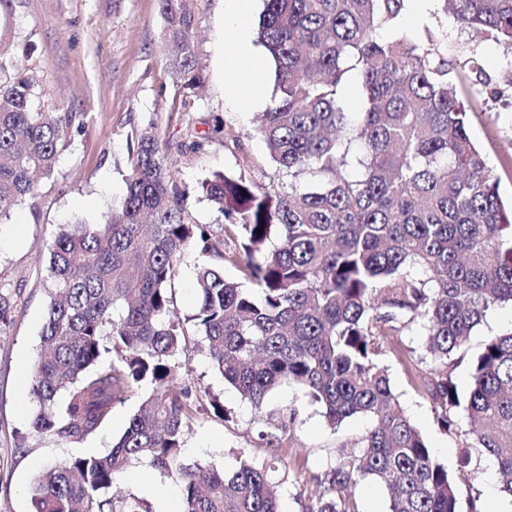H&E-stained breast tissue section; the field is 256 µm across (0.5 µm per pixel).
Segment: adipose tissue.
<instances>
[{"instance_id": "ef3b65f1", "label": "adipose tissue", "mask_w": 512, "mask_h": 512, "mask_svg": "<svg viewBox=\"0 0 512 512\" xmlns=\"http://www.w3.org/2000/svg\"><path fill=\"white\" fill-rule=\"evenodd\" d=\"M256 0H225V36L233 50L224 58L227 87L232 96H248L252 93V82L243 72L242 66L251 53L246 44L242 26L252 15Z\"/></svg>"}]
</instances>
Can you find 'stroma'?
Segmentation results:
<instances>
[{"label":"stroma","mask_w":512,"mask_h":512,"mask_svg":"<svg viewBox=\"0 0 512 512\" xmlns=\"http://www.w3.org/2000/svg\"><path fill=\"white\" fill-rule=\"evenodd\" d=\"M224 2L189 0L203 88L186 110L168 65L159 0H0V40L9 47L15 71L33 79L36 108L76 115L56 178L41 183L35 203L19 205L0 219V286L10 293L7 319L0 326V512H29L32 481L43 465L111 448L141 403L140 393L129 394L99 430L81 440L44 441L29 431L31 372L47 302L48 246L59 225L98 222L124 197L128 137L135 129L156 126L179 181L191 191V221L209 225L216 234L224 218L195 195L197 184L218 171H237L238 156L231 150L236 139L255 163L265 162L266 145L254 132L260 107L228 93ZM402 26L413 36L427 27L447 30L448 54L460 61L469 47H478L485 73L503 94L491 99L471 92L470 131L499 178L501 197L511 202L512 88L507 80L512 55L446 17L440 0H428L422 11L410 7ZM197 139L203 147L189 150ZM196 342L193 335L186 339L174 389L211 391L227 416L216 417L209 404L199 406L189 423L187 459L231 470L240 450L266 456L265 436L272 425L224 383ZM395 342L397 349L388 352L385 362L404 410L449 471L457 470L462 453L471 456L458 481L459 512H512V498L500 491L495 460L483 449H463L459 437L440 431L424 390L411 379L409 355L420 350V336L410 333ZM272 400L297 411L295 424L280 435L288 452L278 467L290 475L278 488L281 512H306L318 492V476L367 430L370 420L357 416L329 428L319 406L288 385ZM121 484L153 501L181 499L179 487L145 462L132 463Z\"/></svg>","instance_id":"stroma-1"}]
</instances>
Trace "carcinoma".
Wrapping results in <instances>:
<instances>
[{
	"label": "carcinoma",
	"mask_w": 512,
	"mask_h": 512,
	"mask_svg": "<svg viewBox=\"0 0 512 512\" xmlns=\"http://www.w3.org/2000/svg\"><path fill=\"white\" fill-rule=\"evenodd\" d=\"M409 0H264L257 40L274 64V97L257 133L288 182H266L239 141L235 174L216 172L196 193L224 217L222 233L189 221L157 128L131 138L126 194L103 220L59 227L49 246L41 354L32 374L31 431L82 439L128 393L150 390L104 454L41 470L30 512H155L120 487L147 460L181 488V512H281L278 461L242 450L230 473L184 458L194 401L172 391L182 340L201 336L214 369L260 408L282 384L300 389L335 428L371 425L356 449L318 479L307 512H355L351 488L371 479L388 512H458L457 476L434 455L392 391L382 338L422 336L415 374L440 430L494 457L512 497V331L467 358L488 311L512 307V206L469 130L464 92L498 96L479 62L448 57L445 35L415 42L402 29ZM461 25L512 50V0H442ZM182 107L202 83L188 0H160ZM0 47V216L36 198L57 173L75 120L40 112L31 80L11 73ZM360 78L352 118L342 90ZM310 174L316 184H299ZM197 253V307L181 319L172 284ZM236 268L242 281L224 278ZM250 287H242V282ZM469 360V384L456 372ZM296 410L269 412L280 430ZM467 429H461V423Z\"/></svg>",
	"instance_id": "obj_1"
}]
</instances>
